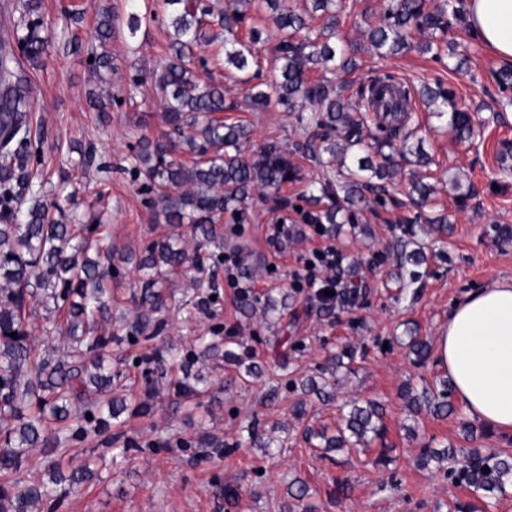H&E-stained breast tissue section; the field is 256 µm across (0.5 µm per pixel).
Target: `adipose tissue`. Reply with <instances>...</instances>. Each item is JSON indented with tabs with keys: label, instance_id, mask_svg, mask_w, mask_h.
<instances>
[{
	"label": "adipose tissue",
	"instance_id": "adipose-tissue-1",
	"mask_svg": "<svg viewBox=\"0 0 512 512\" xmlns=\"http://www.w3.org/2000/svg\"><path fill=\"white\" fill-rule=\"evenodd\" d=\"M467 27L512 62V0H467ZM436 363L471 419L512 433V283L474 290L453 306L436 338Z\"/></svg>",
	"mask_w": 512,
	"mask_h": 512
}]
</instances>
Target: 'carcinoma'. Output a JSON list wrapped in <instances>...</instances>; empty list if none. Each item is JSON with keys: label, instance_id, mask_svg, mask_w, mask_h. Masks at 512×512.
<instances>
[{"label": "carcinoma", "instance_id": "1", "mask_svg": "<svg viewBox=\"0 0 512 512\" xmlns=\"http://www.w3.org/2000/svg\"><path fill=\"white\" fill-rule=\"evenodd\" d=\"M264 2L271 10L269 18L281 34L278 46L280 81L275 86L277 102L297 121L312 127L311 134L297 150L316 161L323 170L340 163L345 167L346 155L363 153L355 168L337 170L338 183L329 177L313 180L308 201L311 209L301 212L308 224H335L338 214L351 223L356 210L366 201V193L386 195L398 175L392 151L402 159L412 155L415 166L406 193L407 204L421 207L435 193L433 185L424 182L432 157L423 147L420 126L409 127L412 113L406 107L420 98L433 113L447 117L448 129L459 142L474 138L473 119L467 112L448 110L453 90L441 84H421L419 93L393 76L369 79L357 90V99L346 97L332 81H313L311 72L322 68L345 72L356 68L352 55L336 51L328 42L309 36L297 39L308 28L307 18L316 12H329L336 0H309L311 10L301 14L287 0H232L219 15L224 29V50H215L199 58L200 67L209 70L220 61L246 72L257 64L253 46L261 32L250 29L247 38L237 36L245 22V6ZM128 32L134 39L141 26L162 22L171 28L168 52L161 69L146 70L140 60L131 65L133 75L129 91H134L146 75L154 83L164 112L168 131L154 140L141 136L132 147L129 167L123 168L132 180L139 181L147 194L146 203L160 207L168 224H188L195 239L189 251L182 246V235L154 240L141 249L138 269L146 270L140 288L131 296L140 314L130 320L123 315L112 317V279L121 275L112 263V246L106 244L101 224L94 216L62 206L58 199H48L43 185L35 182L42 164L43 140L33 128L34 105L28 91V79L15 73L18 62L13 46H18L26 60L35 66L46 63L53 32L51 24L39 15V0H24L14 5L29 19L0 28V70L10 76V109L0 112V512H37L44 502H58L98 474L102 457L89 452L77 468L64 472L67 456L77 448L104 435L126 411L147 416L157 385L164 383L174 395L191 400L205 389V378L192 371L203 359L229 362L239 360L224 349L219 332L198 338L201 351L183 350L172 345L150 344L167 320L169 303L176 302L169 282L183 271L191 270L193 293L184 303L198 315H214L220 296L218 269L224 265V227L219 220L229 212L238 222L247 219V200L254 192L277 191L296 179L297 169L288 152L271 142L253 156L245 154L250 130L240 123H226L219 114L235 108L224 104L220 84H202L188 68L194 50L208 42L206 28L213 10L201 6L200 0H128ZM95 33L99 50L90 56L91 70L101 75L112 68V57L105 49L120 22L118 11L93 4ZM465 0H444L429 9L427 0H387L384 15L377 26H369L367 35L375 50L398 54L413 45V31H445L453 23L465 22ZM499 93L512 92V67L504 66L493 73ZM89 104L98 112L118 104L121 96L110 94L107 101L95 91L88 92ZM333 202L322 205L323 199ZM410 226L395 241L394 251L404 263L415 267L410 283L421 278L417 268L428 263L421 250H407ZM217 247L212 251L209 246ZM334 294L317 295L319 309L330 315L335 309L352 311L360 305L365 293L361 284L348 282L341 275L334 280ZM296 291L283 290L278 299L257 297L252 288L238 289L239 309L249 315L261 308L263 315L282 319L295 301ZM50 299L57 317L50 320L53 331L62 338L54 345L46 339L37 344L27 330V319L39 299ZM15 337H10V333ZM122 335L131 344H141L149 352L139 358L141 396L134 405L116 394L125 387L126 376L120 368L107 363V347L113 337ZM409 351L419 366H427L431 346L424 337L414 335ZM306 392L321 400L333 398L332 386L324 377H306L299 381ZM440 389H424L411 395V387L401 396L407 407L418 414L425 410L436 416L452 411L448 397L452 385L448 378L439 380ZM346 414L336 432L329 426L306 427L304 439L324 452L350 448L368 454L374 442L384 443L387 428L383 421L385 408L376 400L361 405L348 401ZM123 451L143 452L161 445L167 448H218L219 441L202 435L194 442L173 435L163 444L146 441L138 433H121ZM42 449V463L49 480L30 482L23 477L34 456ZM435 461L438 471L463 486L472 494L487 496L503 489L512 481V455L506 452L482 454L477 448H423L415 458L422 467ZM288 495L296 501L288 506L301 512H316L310 502L308 485L296 478L288 484Z\"/></svg>", "mask_w": 512, "mask_h": 512}]
</instances>
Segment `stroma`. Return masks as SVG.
I'll return each instance as SVG.
<instances>
[{"instance_id": "1", "label": "stroma", "mask_w": 512, "mask_h": 512, "mask_svg": "<svg viewBox=\"0 0 512 512\" xmlns=\"http://www.w3.org/2000/svg\"><path fill=\"white\" fill-rule=\"evenodd\" d=\"M67 4L82 11L81 22H74L64 13ZM382 8V0H342L335 42L344 49L356 47L358 68L338 74L337 82L345 84L352 94L361 83L381 74L416 88L439 81L453 88L456 107L470 112L475 123L483 127L481 137L467 146L455 141L445 121L431 116L426 107H419L416 114L417 122L426 130L424 148L433 161L431 174L438 188L435 199L439 207L448 210L453 223V231L442 245V255L431 257L427 265L421 266L418 283L396 291L391 281L397 272L393 245L405 218L414 214L412 208L400 204L407 188L403 175L397 177L396 190L384 201L367 195L358 219L372 226V237L355 233L348 225L335 236L313 225L300 224L294 215L290 221L300 224L301 235L285 244L271 242L269 226L280 213L278 200L303 205L308 182L317 172L311 159L295 151L309 131L277 104L261 112L243 108L250 86L243 83L236 69L199 71L201 81L223 82L225 100L236 105L228 117L249 124L253 148L278 143L291 152L298 169L297 180L284 184L278 193L254 194L247 221L239 224L232 216L224 218L225 241L240 244L258 262L252 282L255 294L263 297L292 288V273L301 267L303 258L326 245L340 252L341 267L357 263L367 293L360 307L335 317L319 315L311 308L310 291L298 293L293 333L302 340L303 347L291 353L283 369L269 346L270 339L281 333V321L259 314L243 317L237 288L227 269H220L222 290L214 317L184 312L172 315L155 343L186 347L209 328L220 325L238 337L240 344L235 352L242 359L253 356L266 363L265 374L245 387L238 381L241 366L222 360L206 363L202 372L219 382V389L192 401L160 390L152 400L151 414L126 416L124 429L160 443L177 433L187 439L208 434L230 444L238 439L241 426L254 418L260 430L273 432L282 440V447L269 454L248 447L230 456L204 460L194 448L126 453L102 436L93 446L105 457L106 467L99 478L65 497L56 512H284L289 503L287 481L294 477L309 485L319 512H450L454 502L471 500L468 490L442 478L436 469L419 470L413 465L414 457L425 445H463L462 425L468 417L462 407H455L445 418L415 415L406 408L400 391L408 383L422 389L440 373L437 365L423 368L414 363L406 346L408 327L418 326L421 335L435 339L447 323L454 301L494 282L512 283V240L500 241L494 233L496 226H512V177L503 176L500 169L501 162L512 165V156L502 155L505 146H512V121L505 112H494L491 99L498 91L492 73L502 63L471 40L461 26L449 28L441 40L468 46V60L462 70H453L447 61L436 60L418 48L392 56L380 54L370 46L360 15L366 12L378 18ZM40 13L51 23L54 40L46 65L27 68L26 75L36 104L34 120L40 123L45 137L46 191L57 190L61 172H73L79 188L78 211L92 210L101 216L116 250H138L177 231L184 242H191L188 226L174 228L148 207L140 183L119 172L106 179L95 168L77 166L75 145L95 141L105 159L116 164L123 162L140 135L154 138L165 131L152 81H145L136 90L133 103L111 109L106 121H98L85 98L97 82L87 63L91 49L97 45L90 0H41ZM253 27L261 32L257 48L262 78L275 82L281 65L279 32L265 13L252 10L241 26L240 36H247ZM168 40L162 25L138 32L133 40L128 39L126 29L117 30L108 45L114 69L105 75L106 90L126 87L131 49H138L146 68L152 69L164 57ZM454 177L468 189L466 200L456 199L451 190L448 181ZM341 345L365 351L366 356L357 359L353 371L336 372L334 402L306 398L282 386L285 371L298 376L317 373L319 368L329 366L331 355ZM272 387L277 393L271 398L267 392ZM302 398L307 401V414L300 419L293 415L292 407ZM369 398L381 400L386 407V444L395 457L392 467H374L364 456L345 451L324 456L304 442L305 427L336 422L338 403ZM393 474L401 479L405 497L380 491V480ZM340 478L350 482L343 500L335 494ZM228 484L240 487L238 500L225 499L224 487Z\"/></svg>"}]
</instances>
